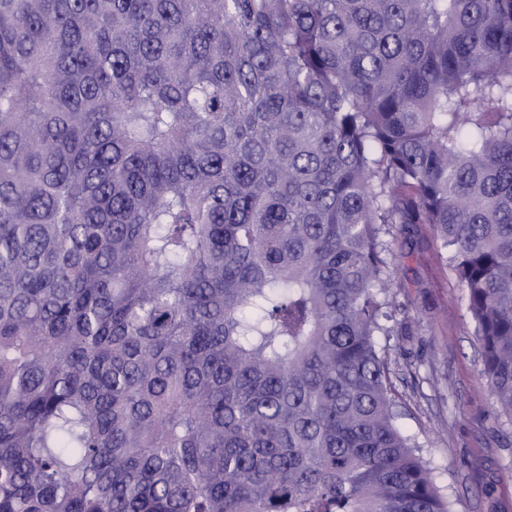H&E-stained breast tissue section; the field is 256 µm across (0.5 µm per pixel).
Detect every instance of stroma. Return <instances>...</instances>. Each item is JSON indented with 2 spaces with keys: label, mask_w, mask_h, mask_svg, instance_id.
Returning a JSON list of instances; mask_svg holds the SVG:
<instances>
[{
  "label": "stroma",
  "mask_w": 512,
  "mask_h": 512,
  "mask_svg": "<svg viewBox=\"0 0 512 512\" xmlns=\"http://www.w3.org/2000/svg\"><path fill=\"white\" fill-rule=\"evenodd\" d=\"M388 260L410 333L390 365L400 426L453 512H512V419L496 416L464 290L427 224H392Z\"/></svg>",
  "instance_id": "obj_1"
}]
</instances>
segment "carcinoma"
<instances>
[{"instance_id":"obj_1","label":"carcinoma","mask_w":512,"mask_h":512,"mask_svg":"<svg viewBox=\"0 0 512 512\" xmlns=\"http://www.w3.org/2000/svg\"><path fill=\"white\" fill-rule=\"evenodd\" d=\"M386 224L512 416V0H0V512H452Z\"/></svg>"}]
</instances>
